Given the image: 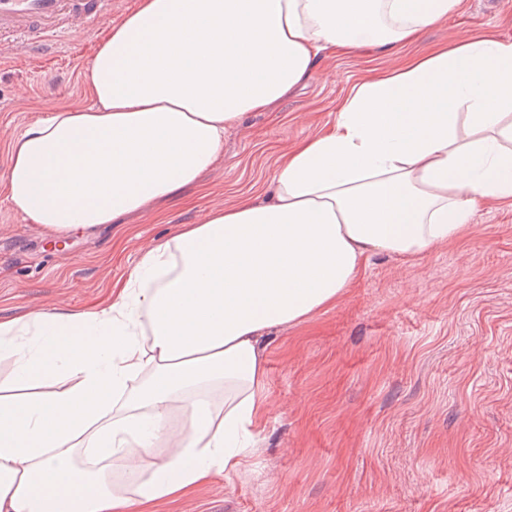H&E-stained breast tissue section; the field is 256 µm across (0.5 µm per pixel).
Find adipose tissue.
<instances>
[{"label":"adipose tissue","mask_w":512,"mask_h":512,"mask_svg":"<svg viewBox=\"0 0 512 512\" xmlns=\"http://www.w3.org/2000/svg\"><path fill=\"white\" fill-rule=\"evenodd\" d=\"M460 0H138L98 44L89 108L11 143L15 210L63 239L196 184L225 129L332 48L390 53ZM512 200V42L487 36L361 80L286 152L269 196L142 250L104 304L0 319V512H143L231 472L266 411L272 329L334 304L376 253L458 239Z\"/></svg>","instance_id":"ef3b65f1"}]
</instances>
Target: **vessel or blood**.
<instances>
[{"label": "vessel or blood", "instance_id": "obj_1", "mask_svg": "<svg viewBox=\"0 0 512 512\" xmlns=\"http://www.w3.org/2000/svg\"><path fill=\"white\" fill-rule=\"evenodd\" d=\"M112 0H0V38L19 44L29 60H41L66 40L72 27L99 26Z\"/></svg>", "mask_w": 512, "mask_h": 512}]
</instances>
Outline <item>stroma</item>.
I'll use <instances>...</instances> for the list:
<instances>
[{"label":"stroma","mask_w":512,"mask_h":512,"mask_svg":"<svg viewBox=\"0 0 512 512\" xmlns=\"http://www.w3.org/2000/svg\"><path fill=\"white\" fill-rule=\"evenodd\" d=\"M137 3L112 0L107 25L73 29L36 63L0 40L1 319L103 303L148 245L264 197L281 154L329 130L370 70L462 35L512 41V0H462L396 54L325 56L276 109L225 131L198 185L154 214L50 245L7 197L11 139L56 106L92 104L85 68ZM265 354L257 448L154 512H512V203H478L462 236L423 257L371 255L335 304L272 330Z\"/></svg>","instance_id":"obj_1"}]
</instances>
